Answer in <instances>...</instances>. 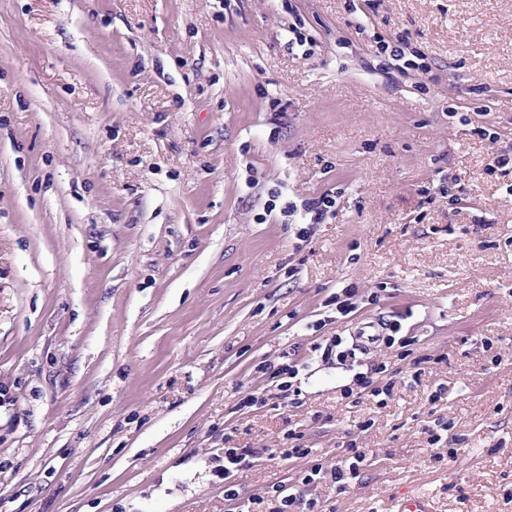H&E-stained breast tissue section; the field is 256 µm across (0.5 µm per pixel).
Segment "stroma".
Here are the masks:
<instances>
[{
  "mask_svg": "<svg viewBox=\"0 0 512 512\" xmlns=\"http://www.w3.org/2000/svg\"><path fill=\"white\" fill-rule=\"evenodd\" d=\"M507 150L512 0H0V512H229L225 449L262 451L245 505L303 470L263 454L292 431L328 469L367 450L305 486L323 512H512ZM379 320L410 357L315 349ZM382 362L386 407L342 399ZM377 51L379 54L388 55L394 61L401 62L398 67L407 72V70H414L421 76H426L430 73L431 67L426 63H416L412 59L407 58L408 53L405 51L407 46L403 41L397 43L384 38H380L377 42ZM335 206L336 196L328 192L319 197L308 199L304 204V209L308 214H314L311 219H313V223L319 224L328 212H334V210L331 209L335 208ZM299 368L296 362L290 358V351L288 352V364H281L280 367L273 372L271 378L281 377L280 380H283L279 384V389L281 391H288V405L289 407H300L302 405V401L300 398L301 391L299 387L296 386V382L298 380ZM293 397V398H291ZM357 447L355 443L350 444L347 458L330 471L332 481L338 483L340 489L346 488L349 479L359 476L360 468L368 458L365 448Z\"/></svg>",
  "mask_w": 512,
  "mask_h": 512,
  "instance_id": "stroma-1",
  "label": "stroma"
}]
</instances>
